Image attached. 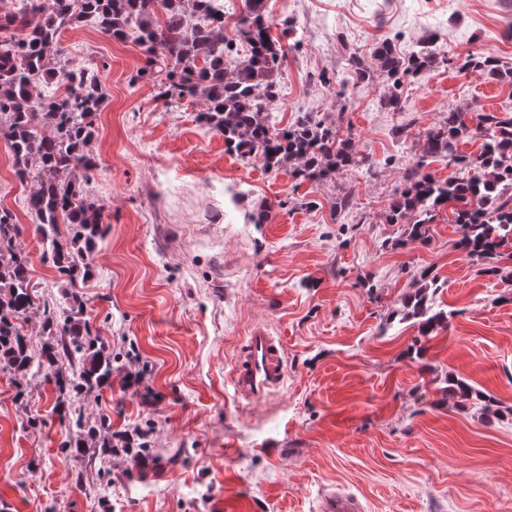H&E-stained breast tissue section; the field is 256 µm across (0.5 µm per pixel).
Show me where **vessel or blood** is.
<instances>
[{
  "mask_svg": "<svg viewBox=\"0 0 512 512\" xmlns=\"http://www.w3.org/2000/svg\"><path fill=\"white\" fill-rule=\"evenodd\" d=\"M286 377L284 347L279 338L261 327L246 336L232 374L235 393L253 402L265 399L283 386ZM360 499L336 489L323 494L318 512H363Z\"/></svg>",
  "mask_w": 512,
  "mask_h": 512,
  "instance_id": "1",
  "label": "vessel or blood"
}]
</instances>
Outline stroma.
Listing matches in <instances>:
<instances>
[{"label": "stroma", "mask_w": 512, "mask_h": 512, "mask_svg": "<svg viewBox=\"0 0 512 512\" xmlns=\"http://www.w3.org/2000/svg\"><path fill=\"white\" fill-rule=\"evenodd\" d=\"M265 11L289 31L274 127L311 113L351 136L367 164L312 183L228 153L198 123L199 104H167L148 80L129 86L144 64L133 40L90 23L61 29L66 63L100 66L108 93L90 146L108 232L82 290L86 313L115 365L146 372L83 405L114 429L148 430L149 460L62 452L54 382L36 377L19 399L0 371L7 512H210L218 499L242 512H316L336 486L366 512H512V417L444 391L459 376L512 407V260L483 274L458 249L447 209L425 244L386 221L404 167L448 113L512 117V86L450 63L491 54L512 68V0H266ZM430 35L436 63L404 78L402 111L383 107V78L344 98L337 82L314 79L323 69L352 79L350 52L373 66L381 38L406 55ZM32 188L0 138V207L24 226L32 284L52 303L62 281L41 260ZM424 267L448 315L428 337L400 316ZM257 326L283 342L288 377L248 403L230 376Z\"/></svg>", "instance_id": "1"}]
</instances>
